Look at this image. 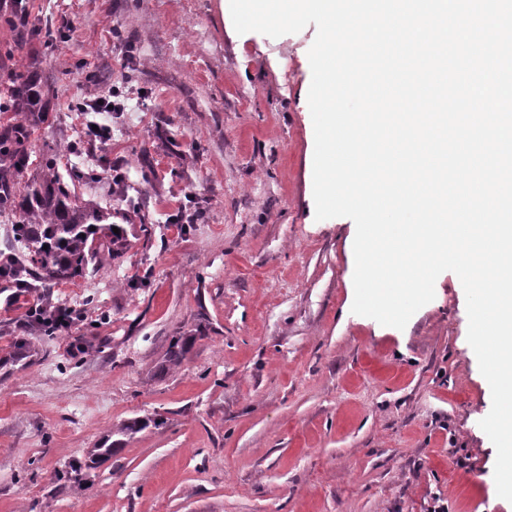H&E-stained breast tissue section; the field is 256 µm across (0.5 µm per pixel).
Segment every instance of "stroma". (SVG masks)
Wrapping results in <instances>:
<instances>
[{
  "mask_svg": "<svg viewBox=\"0 0 512 512\" xmlns=\"http://www.w3.org/2000/svg\"><path fill=\"white\" fill-rule=\"evenodd\" d=\"M25 5L48 118L11 193L57 158L127 247L51 281L81 315L68 335L0 294V512H512L458 276L402 330L351 311L355 224L315 218V25L240 35L220 0ZM115 86L124 111L67 108ZM91 118L108 140L70 153ZM190 195L199 222L169 223Z\"/></svg>",
  "mask_w": 512,
  "mask_h": 512,
  "instance_id": "obj_1",
  "label": "stroma"
}]
</instances>
